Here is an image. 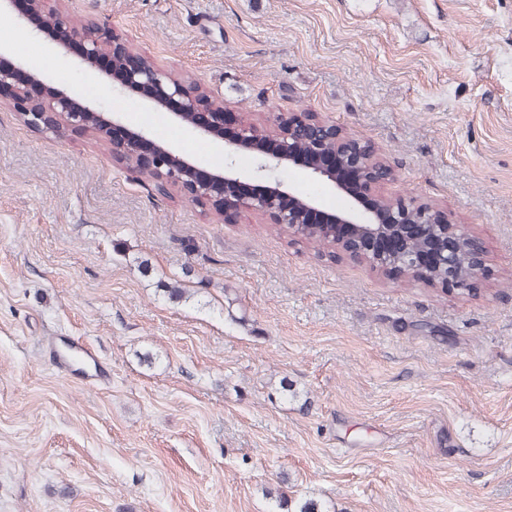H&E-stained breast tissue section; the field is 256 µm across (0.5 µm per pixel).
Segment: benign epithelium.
<instances>
[{"label": "benign epithelium", "mask_w": 512, "mask_h": 512, "mask_svg": "<svg viewBox=\"0 0 512 512\" xmlns=\"http://www.w3.org/2000/svg\"><path fill=\"white\" fill-rule=\"evenodd\" d=\"M0 2L17 24L32 32L57 30L56 42L111 90L129 91L165 108L187 128L224 144L229 157L250 153L257 168L241 173L227 165L224 172L213 173L157 143L148 132L127 127L119 116L103 118L93 104L77 106L65 92L37 97L24 66L13 61L2 65L7 56L0 53V105H10L29 127L87 134L99 123L116 163L148 172L161 185L179 187L188 202L221 213L226 223L243 209L267 215L294 235L333 246L389 276L407 275L443 288H463L481 274L477 237L468 225L451 223L448 213L429 205H406L378 194L374 204H366L359 183L370 189L390 179L391 171L321 114L279 112L274 115L276 134H265L244 113L207 95L197 81L179 78L129 50L112 28L73 24L66 11L54 6L57 0ZM282 168L299 169L329 184L346 198V208L329 211L314 197L285 187L274 176Z\"/></svg>", "instance_id": "benign-epithelium-1"}]
</instances>
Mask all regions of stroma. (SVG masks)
I'll list each match as a JSON object with an SVG mask.
<instances>
[{
  "instance_id": "1",
  "label": "stroma",
  "mask_w": 512,
  "mask_h": 512,
  "mask_svg": "<svg viewBox=\"0 0 512 512\" xmlns=\"http://www.w3.org/2000/svg\"><path fill=\"white\" fill-rule=\"evenodd\" d=\"M63 6L260 128L318 112L365 140L383 191L471 225L484 273L444 292L248 212L213 222L2 105L0 512H512V0ZM1 43L45 93L223 170L221 145L5 13ZM65 339L105 381L57 368Z\"/></svg>"
}]
</instances>
